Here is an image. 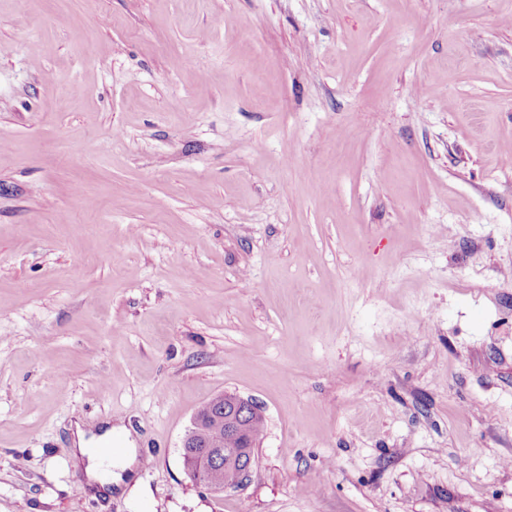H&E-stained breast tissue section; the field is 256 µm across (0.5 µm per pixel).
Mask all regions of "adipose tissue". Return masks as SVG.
I'll return each mask as SVG.
<instances>
[{"mask_svg":"<svg viewBox=\"0 0 512 512\" xmlns=\"http://www.w3.org/2000/svg\"><path fill=\"white\" fill-rule=\"evenodd\" d=\"M76 440L71 453L74 466L83 467L89 480L100 486H114L117 492H124L133 479L139 464L136 440L131 431L123 426L103 428L99 432L100 442L118 437L122 448L112 456L102 454L99 446H92L84 428H76Z\"/></svg>","mask_w":512,"mask_h":512,"instance_id":"1","label":"adipose tissue"}]
</instances>
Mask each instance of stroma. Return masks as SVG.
<instances>
[{
  "label": "stroma",
  "mask_w": 512,
  "mask_h": 512,
  "mask_svg": "<svg viewBox=\"0 0 512 512\" xmlns=\"http://www.w3.org/2000/svg\"><path fill=\"white\" fill-rule=\"evenodd\" d=\"M509 148L512 0H0V512H512ZM203 421L198 413L193 418L192 427L185 434L182 441V458L184 466L188 474L200 485L209 489L213 492H223L224 488L233 487L240 488L245 485L250 477L255 460L250 455V461L248 465L240 471V481L235 486H229L227 484H235L238 479V471L234 467H228L223 469L222 467H203L202 464H196L193 460L194 453L189 449L190 438L194 434L203 433ZM224 480L227 484L224 483ZM76 440L72 448L71 460L73 465L84 466L85 473L89 480L97 483L101 487L114 484L116 493H123L129 482L135 476L138 461V448L132 432L125 426H112V428L102 427L98 438H86L88 432L83 428L82 423L76 422ZM116 436L122 441V448H112V441L102 448V451L112 456H104L101 453L99 444L107 441L111 436ZM95 445L91 447L90 445Z\"/></svg>",
  "instance_id": "35a3bbf8"
}]
</instances>
